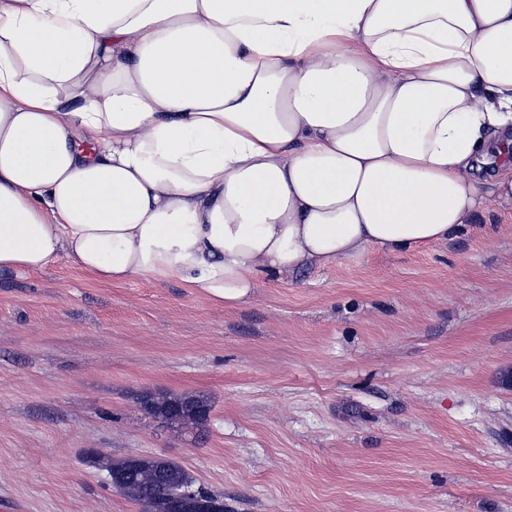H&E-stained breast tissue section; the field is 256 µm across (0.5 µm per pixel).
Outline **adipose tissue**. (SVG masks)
Returning a JSON list of instances; mask_svg holds the SVG:
<instances>
[{"mask_svg": "<svg viewBox=\"0 0 512 512\" xmlns=\"http://www.w3.org/2000/svg\"><path fill=\"white\" fill-rule=\"evenodd\" d=\"M511 151L512 0H0V271L236 305L448 242Z\"/></svg>", "mask_w": 512, "mask_h": 512, "instance_id": "1", "label": "adipose tissue"}]
</instances>
